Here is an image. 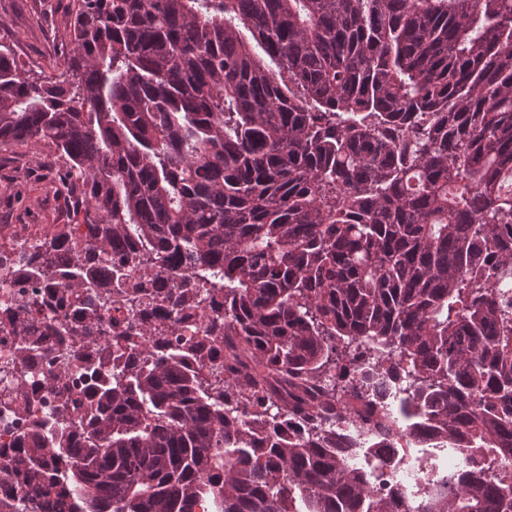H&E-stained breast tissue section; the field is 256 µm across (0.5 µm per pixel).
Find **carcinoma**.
I'll list each match as a JSON object with an SVG mask.
<instances>
[{
	"instance_id": "carcinoma-1",
	"label": "carcinoma",
	"mask_w": 512,
	"mask_h": 512,
	"mask_svg": "<svg viewBox=\"0 0 512 512\" xmlns=\"http://www.w3.org/2000/svg\"><path fill=\"white\" fill-rule=\"evenodd\" d=\"M69 38L61 82L0 49V145L65 158L87 239L22 284L67 250L53 295L112 367L75 426L42 354L55 404L3 469L67 512H512V0H75ZM206 302L247 359L213 382L153 314Z\"/></svg>"
}]
</instances>
